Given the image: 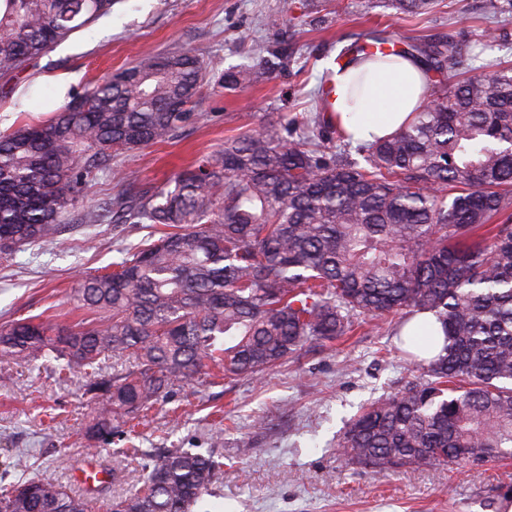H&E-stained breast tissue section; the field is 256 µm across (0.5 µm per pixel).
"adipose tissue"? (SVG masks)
Returning <instances> with one entry per match:
<instances>
[{"label": "adipose tissue", "mask_w": 512, "mask_h": 512, "mask_svg": "<svg viewBox=\"0 0 512 512\" xmlns=\"http://www.w3.org/2000/svg\"><path fill=\"white\" fill-rule=\"evenodd\" d=\"M331 112L352 143L368 144L403 126L423 102L426 77L411 58L357 59L334 66L327 81Z\"/></svg>", "instance_id": "ef3b65f1"}]
</instances>
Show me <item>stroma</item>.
<instances>
[{
	"mask_svg": "<svg viewBox=\"0 0 512 512\" xmlns=\"http://www.w3.org/2000/svg\"><path fill=\"white\" fill-rule=\"evenodd\" d=\"M280 0H119L110 16L32 61L26 71L33 98L19 114L0 98V130L47 119L43 99L58 96L60 77L70 92L119 73L148 53L192 50L207 65L194 107L196 120L171 140L113 159L111 171L87 187L94 205L112 196L132 174L159 185L171 173L221 147L225 140L274 121L281 114L315 111L328 65L341 59L370 29L392 27L399 36L448 31L472 33L477 61L498 57L496 38L512 40V13L490 0H450L427 16L411 17L393 0H296L288 28L267 26ZM281 51L272 72L250 90L224 88V74L254 64V49ZM143 235L136 224H85L72 213L56 240L26 245L0 260V323L31 316L61 322L79 313L69 300L80 275L111 268ZM397 317L373 320L350 336L307 345L257 379L241 378L197 391L177 389L149 413L134 443L151 454L166 448L210 449L224 465L213 496L194 512H512V457L474 471L403 467L372 473L344 459L338 448L361 407L399 391L413 374L401 352ZM51 357L19 363L0 357V476L49 479L84 493L83 473L110 469L112 497L135 490L142 469L120 444L98 453L84 435L91 411L83 395L87 376L55 375Z\"/></svg>",
	"mask_w": 512,
	"mask_h": 512,
	"instance_id": "1",
	"label": "stroma"
}]
</instances>
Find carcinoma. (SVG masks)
<instances>
[{"label":"carcinoma","mask_w":512,"mask_h":512,"mask_svg":"<svg viewBox=\"0 0 512 512\" xmlns=\"http://www.w3.org/2000/svg\"><path fill=\"white\" fill-rule=\"evenodd\" d=\"M118 0H4L0 95H14L30 62L112 14ZM439 0H396L429 15ZM281 0L271 28L286 25ZM367 58L417 59L428 95L415 119L360 147L334 151L341 128L318 112L279 120L199 157L160 186L130 174L86 224H146L113 270L71 291L102 314L74 324L0 325V355L56 373L92 376L89 434L101 451L131 441L135 424L174 387L257 378L305 345L352 331L354 317L436 316L441 351L404 350L414 379L363 408L340 454L377 471L405 465L473 468L512 455V62L480 66L464 35L397 39L372 31ZM256 63L224 74L244 91ZM204 66L190 51L148 54L71 94L44 122L0 133V259L54 240L112 158L173 138L194 113ZM112 360V372L101 364ZM220 462L171 448L142 465V485L109 512H192ZM97 497L50 480L0 486V512H95Z\"/></svg>","instance_id":"1"}]
</instances>
